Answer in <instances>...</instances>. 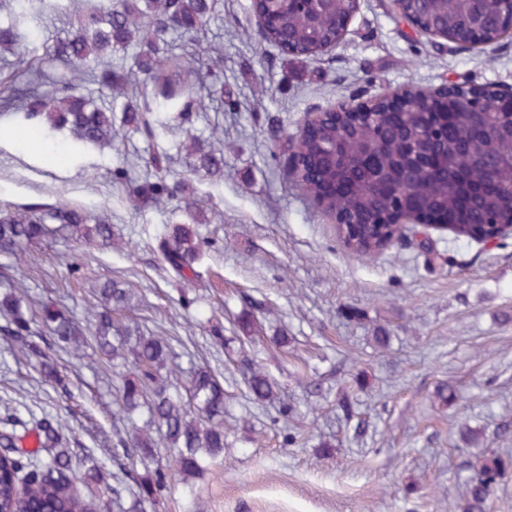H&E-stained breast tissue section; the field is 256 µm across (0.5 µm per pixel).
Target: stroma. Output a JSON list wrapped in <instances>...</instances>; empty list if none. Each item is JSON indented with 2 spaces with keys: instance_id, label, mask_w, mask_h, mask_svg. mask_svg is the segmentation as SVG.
Returning a JSON list of instances; mask_svg holds the SVG:
<instances>
[{
  "instance_id": "stroma-1",
  "label": "stroma",
  "mask_w": 512,
  "mask_h": 512,
  "mask_svg": "<svg viewBox=\"0 0 512 512\" xmlns=\"http://www.w3.org/2000/svg\"><path fill=\"white\" fill-rule=\"evenodd\" d=\"M250 0H216L208 28L175 37L192 59L202 88L224 82L193 123L168 114L154 141L115 124L116 145L90 146L41 125L29 138L14 117L26 94L70 78L51 39L71 30L68 13L45 10L44 35L0 6V25L24 35V58L9 57L12 82L0 84V202L46 204L59 199L105 217L114 240L106 249L61 237L32 244L16 272L34 302L54 301L84 317L97 300L68 277L126 278L136 295L129 313L145 332L171 339L182 367L209 364L223 375L224 458L200 475H174L158 512H448V499L469 477L468 464L486 449L512 448L498 429L512 423V235L492 247L438 241L434 262L403 241L362 255L347 248L290 178L288 140L305 116L341 103L371 101L407 89L512 87V37L460 49L416 34L390 0H359L335 47L304 61L284 60L262 42ZM224 46L220 68L209 49ZM224 130L236 150L224 155V178L194 177L180 145L189 134ZM164 152L168 173L189 180L212 201L211 221L198 231L216 244L210 276L184 284L163 269L149 241L186 220L168 207L137 209L111 168L132 178ZM267 311L255 343L225 351L202 327L220 313L224 335L246 306ZM387 331L391 342L374 338ZM287 337V345L276 342ZM277 381L292 411L247 396L242 360ZM59 378L44 381L0 335V396L18 410L38 406L69 418L70 451L100 446L119 419L117 383L95 356H56ZM454 387L453 402L436 396Z\"/></svg>"
}]
</instances>
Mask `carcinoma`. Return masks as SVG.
<instances>
[{"instance_id": "1", "label": "carcinoma", "mask_w": 512, "mask_h": 512, "mask_svg": "<svg viewBox=\"0 0 512 512\" xmlns=\"http://www.w3.org/2000/svg\"><path fill=\"white\" fill-rule=\"evenodd\" d=\"M21 13L42 17L46 0H10ZM353 0H268L264 42L291 59H304L312 49L341 40L339 21ZM402 16L419 28L448 34L461 47L493 45L512 28V0H401ZM73 32L53 44V54L77 71L88 73L101 88L129 96L123 72L112 71L113 48L135 47L133 65L145 76L138 99L124 104L125 121L134 122L153 139L166 128L165 112L175 109L184 121L202 106L195 83L184 78L190 62L173 52L170 36H192L213 18L214 0H123L116 9L103 0H69ZM20 37L0 27V54H17ZM473 89L457 87L446 95H411L384 108L368 105L355 117L341 111L317 115V137H300L291 149L301 165L291 179L331 215L342 211L353 221L342 232L344 243L361 254L385 249L402 234L393 217L409 211L421 224H446L456 238L479 241L512 224V100L486 90L466 103ZM30 130L42 116L67 127L85 144L112 142V107L99 104L73 80L56 82L24 99L19 107ZM192 173L212 180L224 176V153L188 136ZM167 156L145 161L151 175L137 185L130 200L136 206L185 200L192 223L173 224L155 240L166 269L189 282L209 271L203 260L212 242L194 225L205 224L204 205L187 200L189 187L166 175ZM68 237L99 248L112 245V225L75 203L0 205V258L17 259L28 245L46 238ZM98 299L88 322L54 302L36 315L16 292L0 295V334L30 360L46 381L58 380L55 349L77 353L90 348L112 365L118 378L117 404L124 428L112 432V461L126 472L125 461H151L136 488L118 476L109 484L101 460L90 448L82 461V480L103 485L118 503L128 494V512H147L159 505L173 472L191 477L224 456V380L206 365L185 370L174 345L147 336L139 327L122 324L117 314L130 308L125 281L106 278L89 284ZM255 310L241 312L233 326L239 342L258 330ZM247 388L256 402L276 398L279 386L269 373L243 360ZM185 375L181 384L170 376ZM0 508L3 512H89L90 504L75 493L72 456L58 413L28 410L22 419L13 400L0 397ZM162 447L168 463L156 460ZM512 456L496 452L471 463L472 476L463 485L458 512H487L488 498L509 468Z\"/></svg>"}]
</instances>
